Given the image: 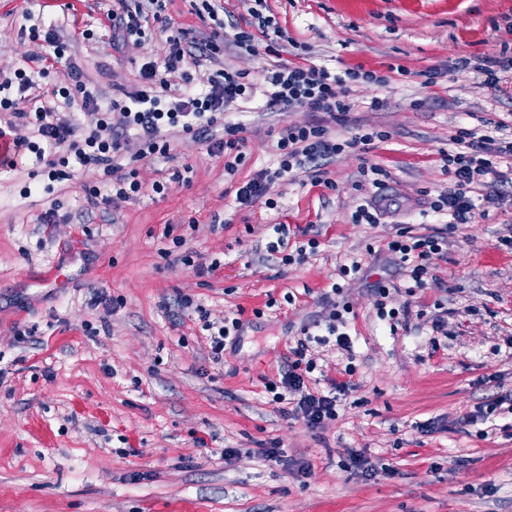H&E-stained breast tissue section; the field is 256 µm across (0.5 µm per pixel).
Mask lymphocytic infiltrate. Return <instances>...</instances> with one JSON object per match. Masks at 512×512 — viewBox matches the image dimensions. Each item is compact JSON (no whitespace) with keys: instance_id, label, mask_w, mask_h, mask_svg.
I'll return each mask as SVG.
<instances>
[{"instance_id":"f902f5d3","label":"lymphocytic infiltrate","mask_w":512,"mask_h":512,"mask_svg":"<svg viewBox=\"0 0 512 512\" xmlns=\"http://www.w3.org/2000/svg\"><path fill=\"white\" fill-rule=\"evenodd\" d=\"M160 0H116L112 11V47L120 49L126 39L142 35L144 25L160 20V13H148L146 5H158ZM285 36L274 19L261 10H253L246 23L233 24L224 36V42L249 52L258 47L274 51ZM184 34L171 39L173 50L164 65L144 63L139 71V84L124 91L121 98L101 103L84 85L76 89L65 86L52 87V96L62 98L65 105L79 104L84 114L95 117L96 127L88 136H80L78 118L60 116L57 108L40 103L27 110L16 107L15 100L7 97L11 87L25 91L30 87L24 71H15L13 78L0 81V111H12L15 120L8 123L15 148L21 153H33L37 161L45 163L50 179L65 178L55 160L46 158V149H64L72 155L75 164L101 167L112 178L116 199L126 200L140 193L142 185L137 172L126 167L129 130H136L139 148L136 159L144 160L155 155H168L170 145L161 132L164 127L180 128L182 133L207 143L210 152L223 155L224 169L235 173L245 163V139L241 123L227 120L229 107L251 96L254 84L247 73L224 69L220 78L211 79V89L204 97L193 96L190 89H182L181 99L174 107L163 108L156 93L161 80L159 70L169 72L184 67L188 62L214 60L219 43L206 39L200 41L197 51L190 52L183 45ZM384 76L376 71L361 68L333 70L324 65L303 62H279L266 78L265 107L277 112L302 108L315 113L314 121L303 126H284L272 141L273 163L257 171L251 179L240 184L235 201L243 207L252 206L263 198L268 184L293 171L311 172L316 183H324L325 167L330 159L347 150H364L374 142L384 141L388 134L374 128L362 129L348 139L332 134L325 125V118L345 122L355 104L349 93L361 83L384 84ZM504 121L483 120L481 127H461L448 137V149L442 160L450 177L447 190L441 191L431 203L432 212L446 216L448 226L468 224L486 205L495 203L490 193L492 183L506 180L512 172V140L499 138L498 130ZM391 174L378 164L362 167L358 190L366 198L352 216L357 224H376L392 214L395 199L387 195ZM444 241L441 230L427 234L401 231L387 244L408 278L407 292L427 287L430 272L426 263L429 255L437 253ZM346 319L341 310H333L326 323L325 334H306L294 350L290 362L279 380L270 382L268 390L278 403H288V416L302 419L309 427L320 428L337 415L341 396L348 390V383L332 385L328 391L314 392L308 387L310 375L316 364L308 360L309 342H323L325 336H334L341 349L351 347V338L344 330Z\"/></svg>"}]
</instances>
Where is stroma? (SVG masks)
Returning <instances> with one entry per match:
<instances>
[{
  "mask_svg": "<svg viewBox=\"0 0 512 512\" xmlns=\"http://www.w3.org/2000/svg\"><path fill=\"white\" fill-rule=\"evenodd\" d=\"M290 37L315 63L407 76L359 86L347 123L389 133L368 152H345L327 167L334 186L296 172L269 185L276 201L237 207V187L272 160L268 132L304 125L301 109L267 112L264 98L241 102L248 160L235 174L222 155L176 133L169 158L136 162L143 193L91 204L111 180L89 166L65 181L38 175L34 155L0 171V512H512V185L474 223L450 230L431 255L426 290L407 295L404 271L385 249L399 228H441L428 202L448 186L440 152L450 131L478 117L512 118V98L456 59L482 57L512 41V0H268ZM112 0H0V76L26 72L35 88L79 78L110 100L139 79L144 62L163 64L169 38L216 30L202 0H165L162 20L112 48ZM56 26L65 59H45L41 35ZM288 51L227 49L191 68L196 93L217 70L249 73L257 85ZM441 74L425 84L423 73ZM380 97L385 107L365 103ZM378 163L403 207L394 221L356 224L362 165ZM162 183L163 193L152 190ZM56 208L54 223L39 217ZM288 246L316 239L301 264L266 249L272 227ZM184 240L173 252L172 239ZM361 269L340 276V265ZM73 274L70 288L50 274ZM340 293H333L332 284ZM394 288L407 309L397 327L380 320L375 290ZM192 307H180L181 298ZM348 305L351 351L312 345L319 389L352 381L323 428L288 417L267 390L301 331ZM239 318L222 363L209 357L200 312ZM448 320L434 332L435 316ZM356 372L346 376V365ZM497 403L488 421H456ZM432 431H420L424 422ZM282 448L288 467L264 451ZM234 449L225 457V449ZM377 467L368 477L352 454Z\"/></svg>",
  "mask_w": 512,
  "mask_h": 512,
  "instance_id": "stroma-1",
  "label": "stroma"
}]
</instances>
